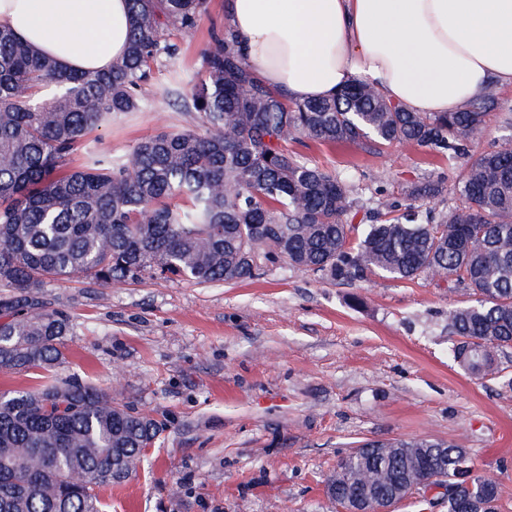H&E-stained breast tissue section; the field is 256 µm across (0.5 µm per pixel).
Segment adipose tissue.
Listing matches in <instances>:
<instances>
[{"instance_id": "adipose-tissue-1", "label": "adipose tissue", "mask_w": 512, "mask_h": 512, "mask_svg": "<svg viewBox=\"0 0 512 512\" xmlns=\"http://www.w3.org/2000/svg\"><path fill=\"white\" fill-rule=\"evenodd\" d=\"M262 81L295 101L361 81L412 111L455 112L512 88V0H224ZM0 25L65 71H106L128 46V0H0Z\"/></svg>"}]
</instances>
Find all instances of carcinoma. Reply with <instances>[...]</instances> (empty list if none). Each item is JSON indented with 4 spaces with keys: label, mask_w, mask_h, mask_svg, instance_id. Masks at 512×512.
I'll list each match as a JSON object with an SVG mask.
<instances>
[{
    "label": "carcinoma",
    "mask_w": 512,
    "mask_h": 512,
    "mask_svg": "<svg viewBox=\"0 0 512 512\" xmlns=\"http://www.w3.org/2000/svg\"><path fill=\"white\" fill-rule=\"evenodd\" d=\"M208 0H130L125 55L106 73L62 72L12 30L0 28V369L55 370L66 362L70 317L37 290L90 279L126 284L145 275L197 284L251 280L269 264L339 283L371 275L427 277L471 303L448 310L455 361L476 375L500 371L512 347V146L467 156L498 107L492 90L457 112H412L354 83L329 99L296 102L267 86L230 27L213 37L172 92L202 130L161 132L124 160L87 151L113 116L139 109V89L172 55L175 33L193 35ZM62 90L35 102L49 86ZM337 145L413 143L462 178H430L355 216L353 186L286 149L290 138ZM437 200L419 214L413 201ZM165 424L79 380L0 393V512H108L100 491L137 469ZM367 442L329 478L332 500L386 493L404 475L453 490L448 512L498 501L499 479L477 473L466 449L429 439Z\"/></svg>",
    "instance_id": "cac0c4a2"
}]
</instances>
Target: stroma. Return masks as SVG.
Returning a JSON list of instances; mask_svg holds the SVG:
<instances>
[{"label":"stroma","mask_w":512,"mask_h":512,"mask_svg":"<svg viewBox=\"0 0 512 512\" xmlns=\"http://www.w3.org/2000/svg\"><path fill=\"white\" fill-rule=\"evenodd\" d=\"M224 25V0H209L194 34L141 88V108L112 117L88 149L113 160L143 138L197 128L182 100L152 102L169 71L199 69ZM493 92L499 108L474 156L512 140V89ZM286 147L350 178L370 207L379 194L400 199L412 183L463 172L411 143ZM41 293L72 319L66 362L53 374L0 370V393L78 378L166 424L137 472L104 491L112 512H340L325 485L342 457L370 440L419 438L466 448L476 469L498 476V512H512V348L501 377L454 361L448 311L469 298L446 285L379 275L339 284L281 262L244 282L147 275Z\"/></svg>","instance_id":"35a3bbf8"}]
</instances>
